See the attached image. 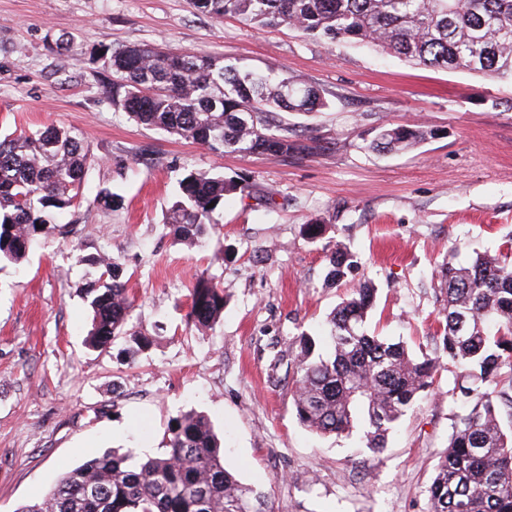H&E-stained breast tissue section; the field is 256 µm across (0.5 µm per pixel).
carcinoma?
Returning a JSON list of instances; mask_svg holds the SVG:
<instances>
[{"mask_svg": "<svg viewBox=\"0 0 512 512\" xmlns=\"http://www.w3.org/2000/svg\"><path fill=\"white\" fill-rule=\"evenodd\" d=\"M213 18L237 17L257 29L286 25L303 39L372 47L413 64L512 82V0H192ZM112 106L139 125L224 153L306 157L323 146L288 127L283 112L330 107L322 90L274 70L230 65L200 53L134 44L108 54ZM435 133L410 122L375 129L369 148L391 153ZM95 157L71 130L49 127L0 139V263H21L43 229L82 196ZM246 178L190 171L180 180L164 224L192 244L214 229L226 199L250 196ZM213 207H208V204ZM329 281L341 282L356 255L338 244L327 255ZM99 276L84 289L92 311L87 341L104 349L129 336L130 350L150 345L128 333L133 310L123 267L106 254L81 256ZM440 303L433 339L469 379L458 386L448 451L428 487L429 512H512V236L467 264L450 253L437 267ZM375 288L363 283L328 316L324 335H301L294 358L299 422L319 435L356 432L374 452L433 388L439 356L368 333ZM224 312V290L197 277L189 318L210 326ZM17 512H272L264 493L224 466L210 417L189 410L169 426L165 448L138 457L115 449L63 473L40 501Z\"/></svg>", "mask_w": 512, "mask_h": 512, "instance_id": "carcinoma-1", "label": "carcinoma"}]
</instances>
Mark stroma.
Returning a JSON list of instances; mask_svg holds the SVG:
<instances>
[{"mask_svg":"<svg viewBox=\"0 0 512 512\" xmlns=\"http://www.w3.org/2000/svg\"><path fill=\"white\" fill-rule=\"evenodd\" d=\"M155 44L275 67L333 105L285 114L322 151L298 159L212 152L135 124L104 93L101 46ZM419 122L435 138L395 154L365 150L376 127ZM64 127L92 147L71 227L42 235L22 266H0V512L40 498L62 471L112 448L155 454L169 424L194 409L224 433V463L261 488L273 512H429L427 488L448 447L461 372L445 363L371 452L357 437L317 435L297 419L298 340L356 285L372 282L371 333L432 353L435 271L512 231V83L413 66L285 28L218 21L189 0H0V132ZM189 170L238 174L255 198L225 201L218 241L188 246L163 223ZM121 197L107 209L102 188ZM329 231L308 242L303 224ZM359 264L324 281L332 244ZM105 252L134 300L137 355L119 339L89 348L83 290ZM226 296L208 328L188 321L197 274Z\"/></svg>","mask_w":512,"mask_h":512,"instance_id":"35a3bbf8","label":"stroma"}]
</instances>
